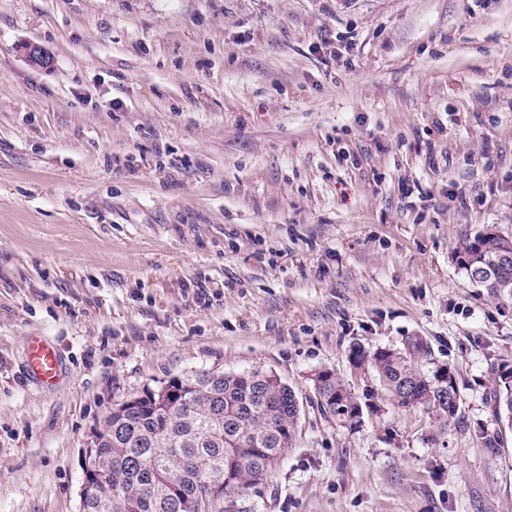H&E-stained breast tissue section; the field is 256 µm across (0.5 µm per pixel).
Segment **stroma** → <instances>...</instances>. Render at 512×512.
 <instances>
[{"label": "stroma", "instance_id": "obj_1", "mask_svg": "<svg viewBox=\"0 0 512 512\" xmlns=\"http://www.w3.org/2000/svg\"><path fill=\"white\" fill-rule=\"evenodd\" d=\"M490 226L512 235V0H0V512H78L113 408L251 370L301 405L254 512H512V297L453 260ZM357 346L451 366L458 424L321 409L318 371L375 388ZM25 369L43 388H54L62 380L64 366L55 344L43 336H31L27 344ZM505 376H507L505 378ZM512 373L510 371L501 370L497 372V379L495 378V409L500 419L503 415L507 421L511 423L512 417ZM509 413L511 416H508Z\"/></svg>", "mask_w": 512, "mask_h": 512}]
</instances>
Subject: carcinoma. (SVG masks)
Returning a JSON list of instances; mask_svg holds the SVG:
<instances>
[{
	"mask_svg": "<svg viewBox=\"0 0 512 512\" xmlns=\"http://www.w3.org/2000/svg\"><path fill=\"white\" fill-rule=\"evenodd\" d=\"M503 241L489 228L463 239L454 259L464 271L473 262L498 269ZM505 283L512 285V266L478 285L494 295ZM350 360L362 370L371 369L397 406L422 409L444 427L459 421L460 404L442 400V386L458 392L448 367L429 375L391 349L371 355L353 349ZM261 375L257 370L227 374L219 395L198 392L174 408L166 409L148 396L128 415H108L100 426L99 453L112 471L108 487L121 485L125 498L119 508L110 505L99 512H176L160 494L172 482L186 494H197L214 481L229 480L227 488L248 494L247 475L258 466L261 452L279 453L289 447L293 435L286 430L296 417L293 392L255 383ZM323 398L324 409L341 416V408L355 400L336 375L326 381ZM494 398L497 415L512 414L511 372H497Z\"/></svg>",
	"mask_w": 512,
	"mask_h": 512,
	"instance_id": "cac0c4a2",
	"label": "carcinoma"
}]
</instances>
